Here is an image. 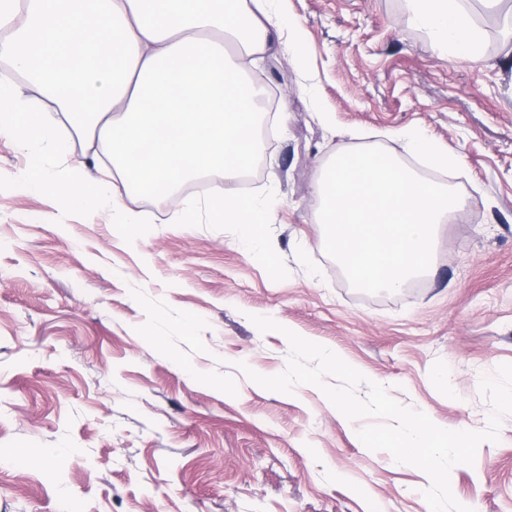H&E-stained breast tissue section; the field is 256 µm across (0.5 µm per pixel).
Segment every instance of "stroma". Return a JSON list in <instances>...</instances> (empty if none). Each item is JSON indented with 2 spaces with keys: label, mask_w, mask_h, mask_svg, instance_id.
<instances>
[{
  "label": "stroma",
  "mask_w": 512,
  "mask_h": 512,
  "mask_svg": "<svg viewBox=\"0 0 512 512\" xmlns=\"http://www.w3.org/2000/svg\"><path fill=\"white\" fill-rule=\"evenodd\" d=\"M465 5L475 62L417 28L405 0H269L301 29L308 67L283 28L244 72L288 109L254 173L224 185L262 206L254 244L210 223L200 191L186 224L167 198L130 201L129 233L110 199L62 205L70 167L97 175L72 130L32 149L0 139V512H430L429 476L367 449L320 388L272 392L236 364L285 370V336L250 320L268 316L438 426L487 428L480 383L512 363V0ZM398 130L458 164L431 169ZM367 146L468 200L441 224L432 270L394 293L355 290L313 221L321 168ZM37 165L51 185H29ZM450 486L472 512H512V416Z\"/></svg>",
  "instance_id": "35a3bbf8"
}]
</instances>
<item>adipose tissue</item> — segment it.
<instances>
[{"instance_id": "obj_1", "label": "adipose tissue", "mask_w": 512, "mask_h": 512, "mask_svg": "<svg viewBox=\"0 0 512 512\" xmlns=\"http://www.w3.org/2000/svg\"><path fill=\"white\" fill-rule=\"evenodd\" d=\"M88 16L76 0H0V60L25 72L49 112L0 84V137L26 146L31 133L69 125L99 175L72 167L63 187L75 206L102 197L134 226L123 203L140 188L172 192L193 174L237 179L252 160L256 121L246 63L268 43L279 16L266 0H98ZM416 22L451 57L476 60L481 33L463 0H407ZM225 224L257 229L261 210L216 188Z\"/></svg>"}]
</instances>
